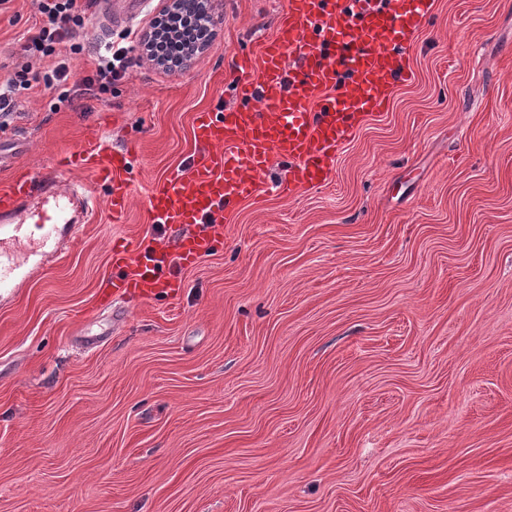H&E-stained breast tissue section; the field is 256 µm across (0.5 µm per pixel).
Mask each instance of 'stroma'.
Here are the masks:
<instances>
[{"instance_id":"obj_1","label":"stroma","mask_w":512,"mask_h":512,"mask_svg":"<svg viewBox=\"0 0 512 512\" xmlns=\"http://www.w3.org/2000/svg\"><path fill=\"white\" fill-rule=\"evenodd\" d=\"M112 27L89 0L61 52L70 95L37 90L0 129V183L54 172L91 134L136 144L134 194L27 235L0 295V512H512V0H434L410 79L366 118L321 187L282 195L284 163L179 270L176 300L99 303L120 240L166 241L150 184L186 167L196 112L236 105L288 0H219L205 55L165 72L129 54L93 95ZM41 18L0 11V79ZM98 335L88 346L85 333ZM112 42L106 45L105 54L97 58V68L93 76L82 79L86 90L102 93L109 90L116 81L121 79L127 68V48L121 47L112 52Z\"/></svg>"}]
</instances>
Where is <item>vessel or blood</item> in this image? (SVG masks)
I'll return each mask as SVG.
<instances>
[{"label":"vessel or blood","mask_w":512,"mask_h":512,"mask_svg":"<svg viewBox=\"0 0 512 512\" xmlns=\"http://www.w3.org/2000/svg\"><path fill=\"white\" fill-rule=\"evenodd\" d=\"M431 7L432 0H288L258 57L238 63L239 105L197 112L193 133L203 153L150 190L152 223L181 231L173 248L113 243L107 282L112 299L176 298L172 267L194 265L213 249L218 216L257 196L274 161L288 164V192L324 183L361 121L383 111L391 86L406 79L400 49L412 44ZM132 162V149L112 148L91 135L60 166L90 171L103 199L81 183L58 189L48 180L17 176L0 184V221L13 220L15 241L26 222H34L42 248L60 253L58 224L68 210L86 218L102 200L113 215L126 211ZM22 276L21 262L0 244V293L16 289Z\"/></svg>","instance_id":"b4317fda"}]
</instances>
